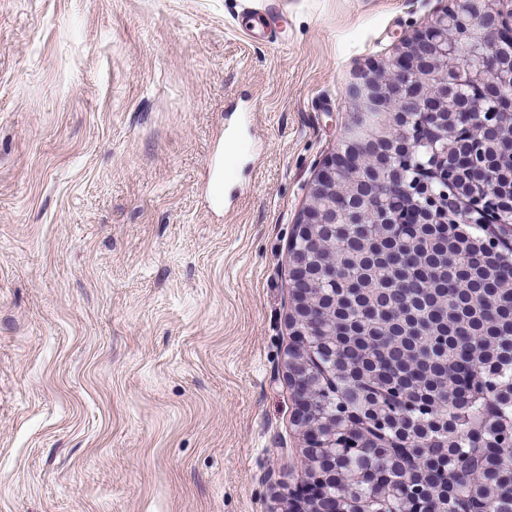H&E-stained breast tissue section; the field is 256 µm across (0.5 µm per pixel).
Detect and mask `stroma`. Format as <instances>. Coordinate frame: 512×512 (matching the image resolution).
Returning <instances> with one entry per match:
<instances>
[{"instance_id":"stroma-1","label":"stroma","mask_w":512,"mask_h":512,"mask_svg":"<svg viewBox=\"0 0 512 512\" xmlns=\"http://www.w3.org/2000/svg\"><path fill=\"white\" fill-rule=\"evenodd\" d=\"M0 0V512H274L289 244L345 87L445 0ZM255 151L213 202L212 155ZM266 8L256 6L252 1H246L243 7V13L248 14L251 17L252 27L246 28L245 33L252 38L262 39L266 38L269 31L265 25V13Z\"/></svg>"}]
</instances>
